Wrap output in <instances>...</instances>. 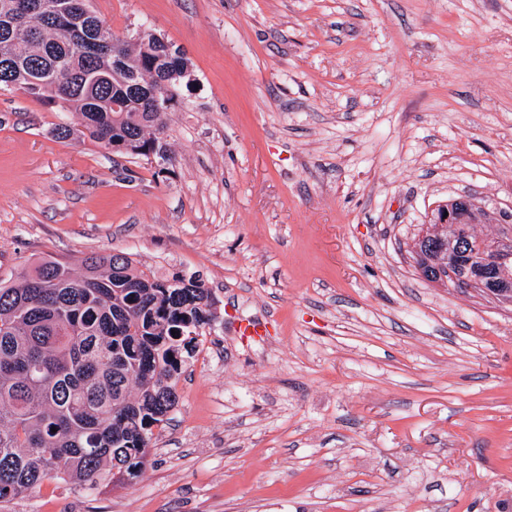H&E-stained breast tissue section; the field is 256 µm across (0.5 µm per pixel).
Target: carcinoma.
<instances>
[{
	"label": "carcinoma",
	"mask_w": 512,
	"mask_h": 512,
	"mask_svg": "<svg viewBox=\"0 0 512 512\" xmlns=\"http://www.w3.org/2000/svg\"><path fill=\"white\" fill-rule=\"evenodd\" d=\"M22 0H0V89L39 103L63 102L82 129L60 124L59 139L86 136L106 149L165 157L159 135L165 113L149 91L182 75L188 59L154 38L132 51L99 16L63 24L32 13L21 27L6 16ZM98 43L121 80L100 77ZM131 102L112 111V98ZM77 275L44 259L34 273L0 285V503L52 478L91 489L102 471L138 478L147 465L153 428L177 404L176 375L195 352V334L210 324V293L199 280H161L130 255H91ZM136 391H131V388Z\"/></svg>",
	"instance_id": "obj_1"
}]
</instances>
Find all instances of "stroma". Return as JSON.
I'll return each mask as SVG.
<instances>
[{
	"mask_svg": "<svg viewBox=\"0 0 512 512\" xmlns=\"http://www.w3.org/2000/svg\"><path fill=\"white\" fill-rule=\"evenodd\" d=\"M90 5L190 60L167 159L0 90V279L122 251L201 279L215 319L140 478L0 512H512V305L411 253L468 195L512 245V0Z\"/></svg>",
	"mask_w": 512,
	"mask_h": 512,
	"instance_id": "obj_1",
	"label": "stroma"
}]
</instances>
